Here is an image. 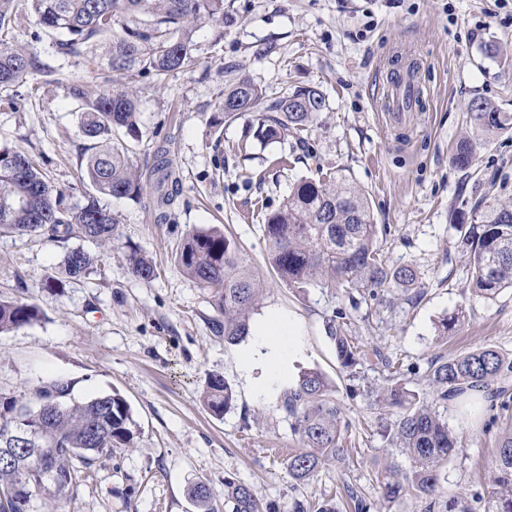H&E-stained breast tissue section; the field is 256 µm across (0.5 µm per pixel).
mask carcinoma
Segmentation results:
<instances>
[{
  "mask_svg": "<svg viewBox=\"0 0 512 512\" xmlns=\"http://www.w3.org/2000/svg\"><path fill=\"white\" fill-rule=\"evenodd\" d=\"M26 11L35 18L34 38H51L52 55L83 65L100 80L101 90L88 96L82 87H70L81 102L79 127L86 141L84 175L97 192L115 199L139 202L147 184L132 159L129 139L138 132V104L123 89L112 86L113 74L123 78L150 76L163 81L183 67L197 50V29L210 25L224 35V21L232 16L230 0H0V94L14 103L11 92L31 80L51 74L55 67L39 52L10 42L13 23ZM328 109L325 95L308 87L270 99L248 78L224 88L213 124L219 127L244 112L257 114L259 138L274 142L290 132L305 130L313 117ZM478 136L490 137L512 129V114L475 97L468 104ZM474 142L460 140L453 162L471 166ZM170 160L160 155L152 172L151 201L169 205L164 191ZM64 191L45 181L23 152L0 148V234L42 235L65 242L84 238L109 246L119 237L115 213L91 200L72 209ZM478 199L470 224L457 225L460 242L470 257L471 284L481 297L492 300L512 288V206ZM365 193L334 174L296 181L283 204L266 216L263 233L267 261L280 280L299 292L308 288L370 290L396 288L408 292L423 287L411 265H387L379 244ZM132 273L144 280L156 276L145 256L129 255ZM99 256L82 247L67 250L59 275H50L44 287L64 292L70 279L90 274ZM179 270L211 293L214 314L208 319L212 336L236 345L249 333L251 313L265 284L254 273L239 243L218 227L187 232L175 249ZM39 308L23 300L0 299V334L39 321ZM325 331L344 369L359 363L360 352L336 320ZM389 369L382 390L369 406L382 411L383 438L412 461L403 475L389 471L380 485V506L403 497L425 503L423 512H468L462 494L439 499L440 469L453 456L457 439L435 404H445L466 391L481 392L512 374V357L482 348L452 358L428 362L426 377L432 402H424L407 387L400 369L381 357ZM205 408L220 417L233 406L231 386L221 375L209 376L201 393ZM281 409L303 450L288 458V471L298 483L310 480L322 467L344 455L340 437V408L330 396L324 375L301 373L280 397ZM26 407L34 442L15 437L13 427ZM132 413L117 392L75 401L71 382L57 378L40 383L28 398L0 395V449L16 448L10 459L0 453V496H7L21 481L26 491L12 512H39V502L72 493L93 476L95 461L117 448L133 445ZM49 461L59 480L45 482L40 464ZM494 480L486 512H512V430L502 436L493 464ZM198 512H218L215 493L199 482L189 490ZM224 512H262L253 489L224 479Z\"/></svg>",
  "mask_w": 512,
  "mask_h": 512,
  "instance_id": "carcinoma-1",
  "label": "carcinoma"
}]
</instances>
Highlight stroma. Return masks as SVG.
<instances>
[{"mask_svg": "<svg viewBox=\"0 0 512 512\" xmlns=\"http://www.w3.org/2000/svg\"><path fill=\"white\" fill-rule=\"evenodd\" d=\"M223 34L204 27L198 50L163 82L133 83L139 101L136 164L149 173L157 151H167L180 180L172 219L159 223L147 204L99 197L116 213L119 240L102 256L100 272L67 283L63 293L44 281L68 248L95 251L90 241L0 235V297L37 304L42 319L0 335V393L20 396L41 381L63 377L82 401L119 392L129 403L135 446L100 456L94 477L73 495L48 500L41 512H196L188 488L209 483L223 495L231 478L250 485L274 512L295 501L318 507L337 497L375 503L386 467L407 472L412 462L380 434L378 411L364 392L379 390L387 373L373 352L407 368L409 389L425 397L428 361L493 347L512 355V289L485 300L470 288L469 255L457 225L470 223L479 194L490 187L512 204V132L478 141L471 167L451 156L474 135L468 104L481 97L512 113V0H234ZM498 46L488 54V46ZM60 77H42L18 90L16 105L0 102V146L35 157L70 206L87 203L80 183L83 138L78 102L68 87L88 94L99 83L76 66L55 60ZM414 67L422 100L411 122L387 121L385 94L392 67ZM246 77L275 98L314 87L329 108L307 130L264 144L252 113L213 126L225 85ZM342 172L365 191L388 265L414 266L421 296L378 291L342 319L361 345L353 371L340 367L325 322L348 306L344 292L319 288L300 294L268 267L262 226L301 178ZM230 230L267 284L251 316L277 313L297 320L301 353L263 396L247 387L242 361L254 340L228 345L213 337L210 293L185 276L172 251L192 228ZM157 268L151 280L134 276L130 250ZM461 314L454 330L446 317ZM321 372L341 408L344 460L296 484L288 457L300 443L279 395L301 371ZM224 377L235 402L222 418L200 402L209 375ZM458 438L441 471L443 495L467 491L470 512H486V492L500 436L512 428L507 412L482 408L464 418L439 408Z\"/></svg>", "mask_w": 512, "mask_h": 512, "instance_id": "stroma-1", "label": "stroma"}]
</instances>
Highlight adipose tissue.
Returning <instances> with one entry per match:
<instances>
[{"mask_svg": "<svg viewBox=\"0 0 512 512\" xmlns=\"http://www.w3.org/2000/svg\"><path fill=\"white\" fill-rule=\"evenodd\" d=\"M256 344L246 356L249 369L258 370V377L249 381L253 392H262L273 377L284 370V355L295 352L296 339L302 334L301 326L295 320H286L276 315L268 316L253 329Z\"/></svg>", "mask_w": 512, "mask_h": 512, "instance_id": "obj_1", "label": "adipose tissue"}]
</instances>
